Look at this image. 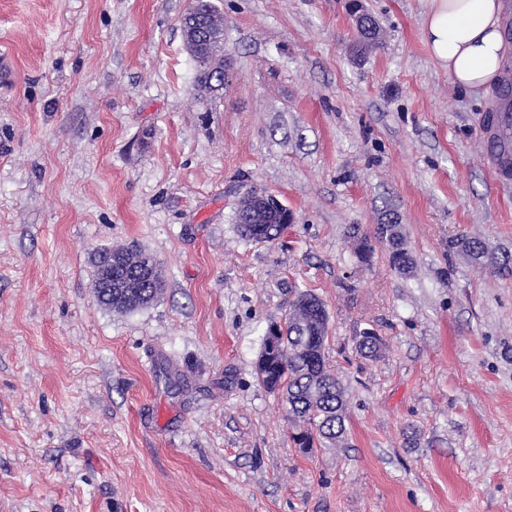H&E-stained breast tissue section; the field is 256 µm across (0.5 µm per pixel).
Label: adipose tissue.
<instances>
[{"mask_svg": "<svg viewBox=\"0 0 512 512\" xmlns=\"http://www.w3.org/2000/svg\"><path fill=\"white\" fill-rule=\"evenodd\" d=\"M502 0H429L422 35L454 83L479 96L497 82L512 47L502 33Z\"/></svg>", "mask_w": 512, "mask_h": 512, "instance_id": "adipose-tissue-1", "label": "adipose tissue"}]
</instances>
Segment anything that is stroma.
Returning a JSON list of instances; mask_svg holds the SVG:
<instances>
[{
  "instance_id": "35a3bbf8",
  "label": "stroma",
  "mask_w": 512,
  "mask_h": 512,
  "mask_svg": "<svg viewBox=\"0 0 512 512\" xmlns=\"http://www.w3.org/2000/svg\"><path fill=\"white\" fill-rule=\"evenodd\" d=\"M200 91L189 0H0V512H512V184L427 0H214ZM261 189L295 215L241 236ZM397 217L416 262L376 243ZM374 239L369 263L351 227ZM137 242L164 288L101 307L91 257ZM329 314L346 433L295 447L254 366L297 293ZM374 329V361L355 338ZM210 1L208 3H202L200 6L202 7V10H204L203 18L206 21L205 27L206 29H210L212 32V35L214 37V41L210 43L209 40H203L199 42L198 44H195V52L196 55L191 50V57L195 61L197 65V77L196 82L197 86L201 90H218L213 89L211 82L213 83L215 80L212 78L213 71L209 70L208 68L204 67V64L201 63L199 59L201 57H205L210 55L211 60L216 63L217 65L220 62L224 61V58L217 54L218 48L221 44V40L219 37V34L221 31L219 29L224 28V19L218 9V7L212 3V0H206ZM203 27H201L198 23L197 26L193 29L195 32V35L203 38L204 32L206 31ZM243 201L246 204L244 206L241 205ZM256 205L279 214L281 223L278 224L279 218L276 216L257 213L253 217L255 224H251L253 208ZM293 219V214L274 195L258 191H251L242 198L236 215L242 236L257 242H272L279 239L285 230L284 224H292ZM451 246L479 265L488 259L484 244L476 238L460 236L451 242Z\"/></svg>"
}]
</instances>
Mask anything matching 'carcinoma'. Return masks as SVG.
Instances as JSON below:
<instances>
[{"label":"carcinoma","instance_id":"carcinoma-1","mask_svg":"<svg viewBox=\"0 0 512 512\" xmlns=\"http://www.w3.org/2000/svg\"><path fill=\"white\" fill-rule=\"evenodd\" d=\"M201 7L205 27L211 30L214 41L203 40L196 44V55L192 59L197 65V86L211 91L213 71L204 67L201 58L209 56L216 64L224 61L217 54L224 19L214 3H203ZM253 220L252 224L239 225L242 236L252 241L272 242L279 239L285 230L276 216L258 213ZM377 235L388 246L393 266L402 273L411 272L413 259L404 248L400 225L380 224ZM451 246L479 265L488 259L484 244L476 238L460 236L451 242ZM161 288L163 281L155 271L147 284L137 288H100L97 299L107 309L131 312L151 304ZM311 297L313 294L301 292L291 303V308L303 312L304 324L299 325L292 317H287L273 350L267 351L264 345L260 352L266 362L265 377L261 383L285 399L288 414L298 423L301 448H311L319 439L334 443L346 433L345 391L336 376L327 371L324 362L328 324L318 314V306L311 302ZM383 348L382 338L373 331H365L356 338V350L363 358L376 359Z\"/></svg>","mask_w":512,"mask_h":512}]
</instances>
